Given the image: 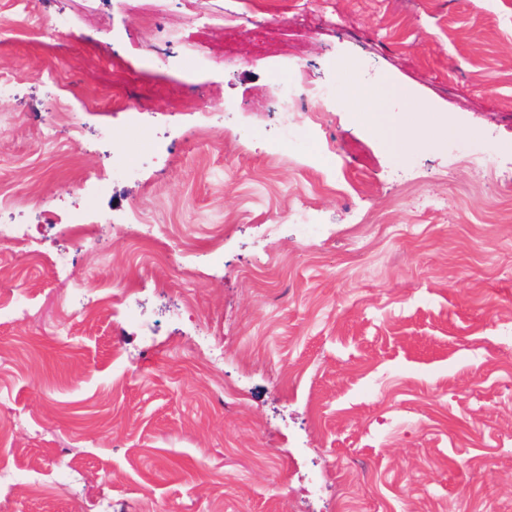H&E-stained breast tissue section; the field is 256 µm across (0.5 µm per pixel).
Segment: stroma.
Masks as SVG:
<instances>
[{
	"instance_id": "1",
	"label": "stroma",
	"mask_w": 512,
	"mask_h": 512,
	"mask_svg": "<svg viewBox=\"0 0 512 512\" xmlns=\"http://www.w3.org/2000/svg\"><path fill=\"white\" fill-rule=\"evenodd\" d=\"M230 7L33 0L65 28L0 46V224L40 251L0 245V512H512V184L461 161L512 170V0ZM335 55L462 137L307 101L324 163L275 152L274 71Z\"/></svg>"
}]
</instances>
